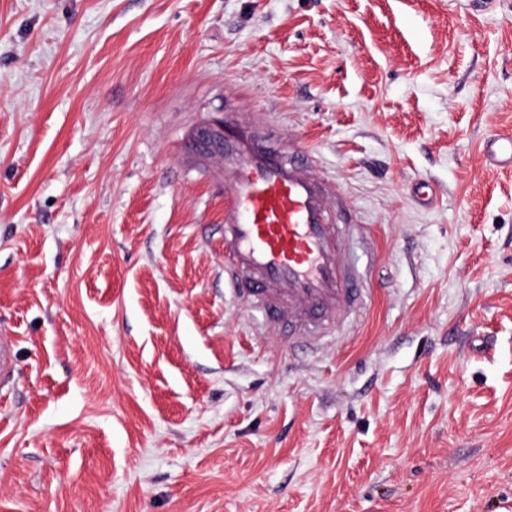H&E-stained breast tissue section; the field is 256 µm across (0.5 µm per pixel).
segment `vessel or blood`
Returning <instances> with one entry per match:
<instances>
[{
    "instance_id": "obj_1",
    "label": "vessel or blood",
    "mask_w": 512,
    "mask_h": 512,
    "mask_svg": "<svg viewBox=\"0 0 512 512\" xmlns=\"http://www.w3.org/2000/svg\"><path fill=\"white\" fill-rule=\"evenodd\" d=\"M195 136L198 156L224 168V275L239 298L292 336L340 326L362 308L364 280L342 259L352 210L334 178L312 173L313 150L282 152L230 120ZM483 151L512 166V133ZM13 374V341L0 336V385Z\"/></svg>"
}]
</instances>
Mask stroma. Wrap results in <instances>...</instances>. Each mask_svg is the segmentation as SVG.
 Masks as SVG:
<instances>
[{
  "label": "stroma",
  "mask_w": 512,
  "mask_h": 512,
  "mask_svg": "<svg viewBox=\"0 0 512 512\" xmlns=\"http://www.w3.org/2000/svg\"><path fill=\"white\" fill-rule=\"evenodd\" d=\"M219 110L366 226L343 330L225 283ZM506 129L512 0H0V512H512ZM488 160L505 162L512 167V133H500L490 137L483 147ZM13 374V341L9 336H0V385L10 382Z\"/></svg>",
  "instance_id": "obj_1"
}]
</instances>
